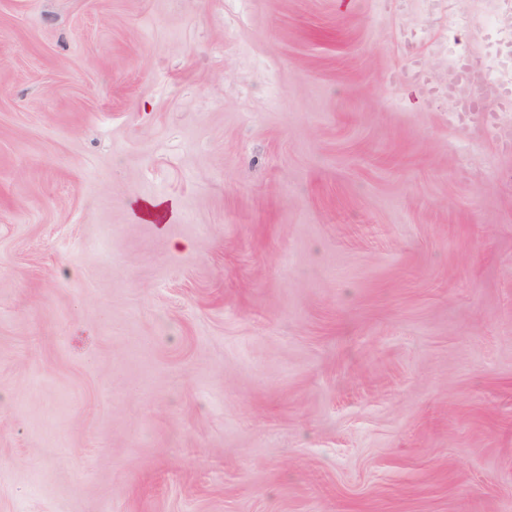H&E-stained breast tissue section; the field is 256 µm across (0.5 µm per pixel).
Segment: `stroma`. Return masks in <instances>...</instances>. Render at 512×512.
<instances>
[{
	"instance_id": "stroma-1",
	"label": "stroma",
	"mask_w": 512,
	"mask_h": 512,
	"mask_svg": "<svg viewBox=\"0 0 512 512\" xmlns=\"http://www.w3.org/2000/svg\"><path fill=\"white\" fill-rule=\"evenodd\" d=\"M499 12L0 0V512H512ZM175 207V202L170 199H145L135 202L133 208L144 220L165 223Z\"/></svg>"
}]
</instances>
